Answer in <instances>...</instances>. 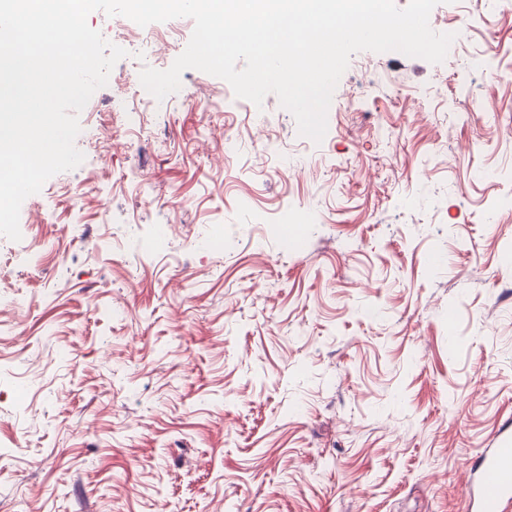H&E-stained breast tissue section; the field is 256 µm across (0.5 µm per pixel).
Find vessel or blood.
I'll return each instance as SVG.
<instances>
[{
    "instance_id": "b4317fda",
    "label": "vessel or blood",
    "mask_w": 512,
    "mask_h": 512,
    "mask_svg": "<svg viewBox=\"0 0 512 512\" xmlns=\"http://www.w3.org/2000/svg\"><path fill=\"white\" fill-rule=\"evenodd\" d=\"M477 471V479L468 480L463 490L468 512H512V432L492 439Z\"/></svg>"
}]
</instances>
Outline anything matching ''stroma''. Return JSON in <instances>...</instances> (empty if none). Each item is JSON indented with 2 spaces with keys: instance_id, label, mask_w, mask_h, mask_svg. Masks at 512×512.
Here are the masks:
<instances>
[{
  "instance_id": "stroma-1",
  "label": "stroma",
  "mask_w": 512,
  "mask_h": 512,
  "mask_svg": "<svg viewBox=\"0 0 512 512\" xmlns=\"http://www.w3.org/2000/svg\"><path fill=\"white\" fill-rule=\"evenodd\" d=\"M463 14L442 63L353 54L318 145L196 69L144 105L193 21L89 14L127 55L0 236V512H467L512 426V9Z\"/></svg>"
}]
</instances>
